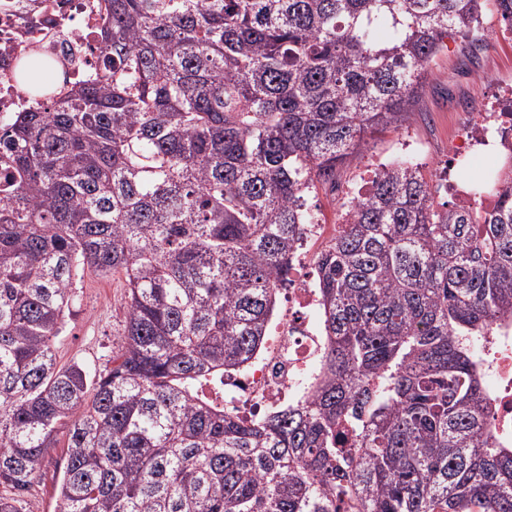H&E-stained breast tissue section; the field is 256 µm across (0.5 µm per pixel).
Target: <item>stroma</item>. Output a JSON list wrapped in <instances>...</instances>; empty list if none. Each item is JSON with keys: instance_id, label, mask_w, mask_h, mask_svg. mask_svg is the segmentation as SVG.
<instances>
[{"instance_id": "obj_1", "label": "stroma", "mask_w": 512, "mask_h": 512, "mask_svg": "<svg viewBox=\"0 0 512 512\" xmlns=\"http://www.w3.org/2000/svg\"><path fill=\"white\" fill-rule=\"evenodd\" d=\"M484 26L485 42L471 58L462 57L458 41L448 40L430 65L431 76L415 111L407 114L398 128L387 131L346 162L336 191L319 188L311 194L310 204L325 223H335L341 203L358 192L370 165L398 153L403 142L416 141L423 146L427 171L434 183H442L457 125L477 118L485 105L502 102L505 89L512 87V33H503L491 11L485 15ZM76 294L56 344L57 363L65 366L78 360L89 369H103L112 358L125 321L122 278L85 273ZM64 453L61 447L49 449L23 512H57L56 476Z\"/></svg>"}]
</instances>
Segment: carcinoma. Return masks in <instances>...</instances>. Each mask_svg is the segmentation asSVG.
I'll list each match as a JSON object with an SVG mask.
<instances>
[{"instance_id":"cac0c4a2","label":"carcinoma","mask_w":512,"mask_h":512,"mask_svg":"<svg viewBox=\"0 0 512 512\" xmlns=\"http://www.w3.org/2000/svg\"><path fill=\"white\" fill-rule=\"evenodd\" d=\"M92 71L15 84L0 126V512L66 440L59 512H512L490 336L512 321V158L490 207L434 205L412 157L342 204L317 258L327 350L304 404L248 421L224 374L263 344L308 196L398 126L457 37L512 0H104ZM124 279L111 365L60 367L81 273Z\"/></svg>"}]
</instances>
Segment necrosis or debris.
Here are the masks:
<instances>
[{
	"mask_svg": "<svg viewBox=\"0 0 512 512\" xmlns=\"http://www.w3.org/2000/svg\"><path fill=\"white\" fill-rule=\"evenodd\" d=\"M105 22L104 0H0V68H8L36 37L61 69L84 74L92 66L91 39ZM333 237L329 225H304L270 337L241 371L224 380V405L239 416L263 418L303 404L316 388L325 338L308 315L320 307L315 258ZM484 355V373L493 384L492 431L511 442L512 325Z\"/></svg>",
	"mask_w": 512,
	"mask_h": 512,
	"instance_id": "obj_1",
	"label": "necrosis or debris"
}]
</instances>
